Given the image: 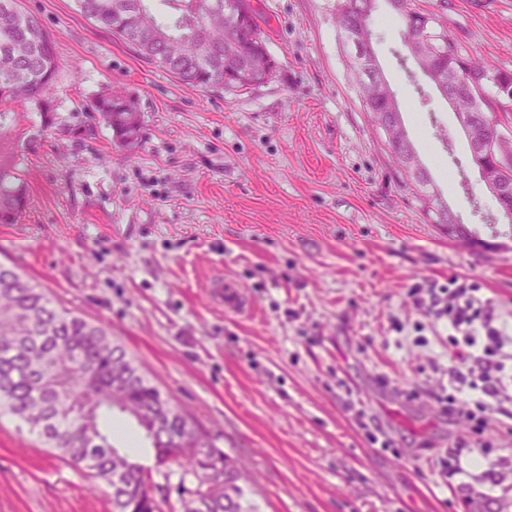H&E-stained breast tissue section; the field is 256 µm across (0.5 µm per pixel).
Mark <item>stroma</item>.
I'll return each instance as SVG.
<instances>
[{
  "label": "stroma",
  "instance_id": "stroma-1",
  "mask_svg": "<svg viewBox=\"0 0 512 512\" xmlns=\"http://www.w3.org/2000/svg\"><path fill=\"white\" fill-rule=\"evenodd\" d=\"M338 0H252L277 75L249 93L180 83L73 0H21L53 35L56 110L17 111L5 159L28 185L0 264L113 337L250 477L259 512H512V404L473 432L436 401L442 325L412 288L467 278L512 314V223L438 91L420 108L374 51L419 158L462 227L434 223L366 114ZM464 51L512 72V0H414ZM131 95L144 138L114 146L84 105ZM83 135H74V128ZM221 276L251 304L215 305ZM457 471L441 474L444 461ZM0 512H110L103 491L0 416Z\"/></svg>",
  "mask_w": 512,
  "mask_h": 512
}]
</instances>
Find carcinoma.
I'll return each instance as SVG.
<instances>
[{
	"label": "carcinoma",
	"mask_w": 512,
	"mask_h": 512,
	"mask_svg": "<svg viewBox=\"0 0 512 512\" xmlns=\"http://www.w3.org/2000/svg\"><path fill=\"white\" fill-rule=\"evenodd\" d=\"M82 16L94 20L181 83L203 92L224 89L249 92L251 82L224 83V66L231 55L248 57L256 73L273 79L277 62L268 52L256 18L237 26L235 13L250 0H74ZM404 25L403 60L412 61L428 78L436 61L457 51L463 69L474 79L491 76L493 87L512 91V73L463 53L448 35L438 15L412 9L408 0H387ZM377 0H343L336 25L348 22L372 38L371 20ZM58 71L56 43L42 20L21 9L19 0H0V141L9 137L14 108L34 106L45 115L56 110ZM369 98L364 106L374 125L384 128L390 157L397 168L413 151L400 121L398 101L389 85L361 82ZM458 109L474 123L492 121L481 108L462 98ZM90 117L111 132L113 144L134 153L143 140V123L136 102L125 94L107 91L87 107ZM496 136L483 150L470 153L478 168L494 171L512 182V142ZM427 212L436 224H455L438 197L424 192ZM28 204V193L16 169L0 162V224H13ZM93 369L86 388L76 385L74 360ZM121 379L124 387L112 382ZM118 412L143 431L154 453V467L173 462L183 474L198 479L185 490L179 510L169 503L165 488L152 482L150 468L116 448L101 419ZM24 424L29 433L53 449L69 466L105 486L111 512H257L241 485L240 469L226 454L213 456L224 472L223 484L205 486L200 475L206 465L192 443L184 441L190 419L174 399L163 393L112 337L108 325L94 323L57 305L45 289L15 270L0 265V414Z\"/></svg>",
	"instance_id": "cac0c4a2"
}]
</instances>
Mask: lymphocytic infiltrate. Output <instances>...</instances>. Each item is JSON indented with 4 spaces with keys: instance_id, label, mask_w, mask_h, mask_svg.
Wrapping results in <instances>:
<instances>
[{
    "instance_id": "lymphocytic-infiltrate-1",
    "label": "lymphocytic infiltrate",
    "mask_w": 512,
    "mask_h": 512,
    "mask_svg": "<svg viewBox=\"0 0 512 512\" xmlns=\"http://www.w3.org/2000/svg\"><path fill=\"white\" fill-rule=\"evenodd\" d=\"M477 291L475 284L453 278L447 285L428 288L421 305L426 315L448 327L449 384L472 391L475 411L470 418L480 426L487 412L512 401V375L505 372L512 353L504 350L512 342V322Z\"/></svg>"
}]
</instances>
